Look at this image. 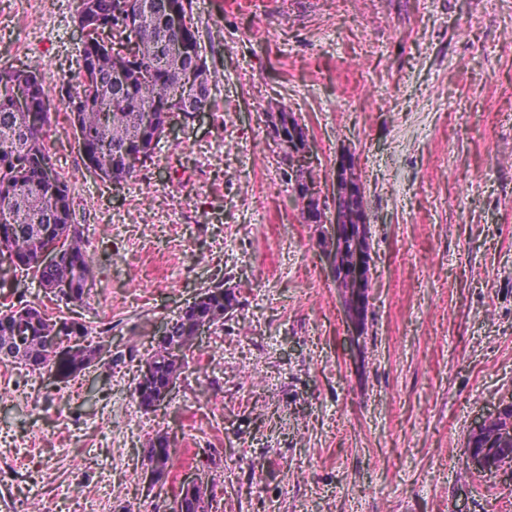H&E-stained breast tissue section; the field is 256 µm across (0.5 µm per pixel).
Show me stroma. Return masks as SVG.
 <instances>
[{"label": "stroma", "instance_id": "1", "mask_svg": "<svg viewBox=\"0 0 512 512\" xmlns=\"http://www.w3.org/2000/svg\"><path fill=\"white\" fill-rule=\"evenodd\" d=\"M193 15L211 110L111 184L60 96L82 47L70 0H0V67L45 79L95 282L75 308L8 267L0 310L36 303L143 356L201 288L240 290L148 411L137 359L66 384L0 363V512H163L143 461L158 431L166 491L207 469L224 512H512V481L464 455L474 420L512 399V0H193ZM272 100L306 125L320 185L338 150L356 157L364 336L290 201Z\"/></svg>", "mask_w": 512, "mask_h": 512}]
</instances>
